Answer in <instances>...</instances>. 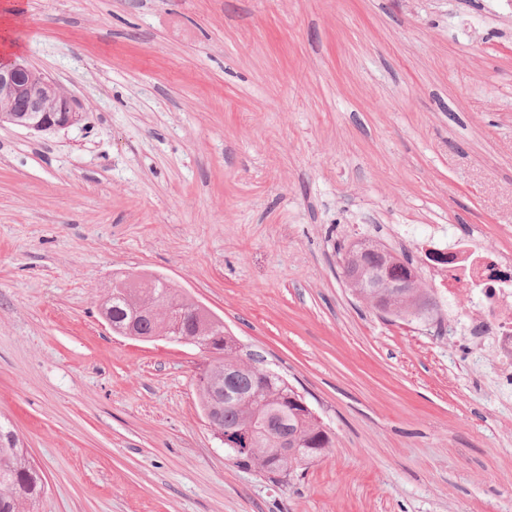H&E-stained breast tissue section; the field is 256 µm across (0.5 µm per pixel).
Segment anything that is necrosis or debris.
I'll return each mask as SVG.
<instances>
[{
  "mask_svg": "<svg viewBox=\"0 0 512 512\" xmlns=\"http://www.w3.org/2000/svg\"><path fill=\"white\" fill-rule=\"evenodd\" d=\"M425 256L449 298L468 301L458 321L474 346L488 347L503 378L512 381V258L489 252L474 235L434 225Z\"/></svg>",
  "mask_w": 512,
  "mask_h": 512,
  "instance_id": "1",
  "label": "necrosis or debris"
}]
</instances>
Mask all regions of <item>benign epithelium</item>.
Listing matches in <instances>:
<instances>
[{"label":"benign epithelium","mask_w":512,"mask_h":512,"mask_svg":"<svg viewBox=\"0 0 512 512\" xmlns=\"http://www.w3.org/2000/svg\"><path fill=\"white\" fill-rule=\"evenodd\" d=\"M80 120L75 99L25 61L0 60V127L57 131Z\"/></svg>","instance_id":"7a95c632"}]
</instances>
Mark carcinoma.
I'll use <instances>...</instances> for the list:
<instances>
[{"instance_id":"obj_1","label":"carcinoma","mask_w":512,"mask_h":512,"mask_svg":"<svg viewBox=\"0 0 512 512\" xmlns=\"http://www.w3.org/2000/svg\"><path fill=\"white\" fill-rule=\"evenodd\" d=\"M413 263L408 258H388L374 245L348 247L343 271L354 293L374 307L386 306L397 317L426 320L435 301L423 288H374L377 273L391 283L408 278ZM141 296L161 304L168 301L194 311L180 327L181 333L205 341L210 361L198 374L208 375L216 363L224 365V380L217 385L232 389L215 399L202 388L198 394L204 414L216 416L224 427V453L238 466L255 468L273 478H290L314 463L333 446L329 430L306 405L304 396L282 375L263 369L257 373L253 358L243 359L237 340L224 329V320L207 311L167 280L132 283L118 278L102 307L116 326L130 329L133 337L150 341L167 333L160 319L133 313L128 298ZM40 471L27 458L18 436L0 426V512H32L45 493Z\"/></svg>"}]
</instances>
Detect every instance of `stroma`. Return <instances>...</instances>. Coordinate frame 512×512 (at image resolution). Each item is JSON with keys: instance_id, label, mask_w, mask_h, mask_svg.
<instances>
[{"instance_id": "stroma-1", "label": "stroma", "mask_w": 512, "mask_h": 512, "mask_svg": "<svg viewBox=\"0 0 512 512\" xmlns=\"http://www.w3.org/2000/svg\"><path fill=\"white\" fill-rule=\"evenodd\" d=\"M0 53L80 104L0 128V422L34 512H512V387L444 321L382 315L340 244L442 224L512 256V0H19ZM159 275L302 392L334 446L224 455L190 344L104 326Z\"/></svg>"}]
</instances>
